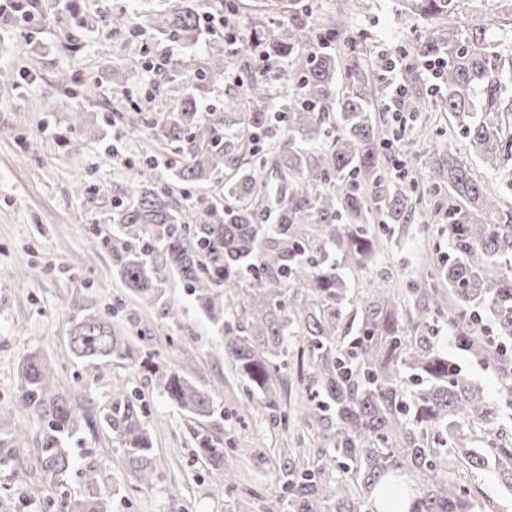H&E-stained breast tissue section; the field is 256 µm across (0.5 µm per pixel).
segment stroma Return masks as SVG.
Segmentation results:
<instances>
[{"label":"stroma","mask_w":512,"mask_h":512,"mask_svg":"<svg viewBox=\"0 0 512 512\" xmlns=\"http://www.w3.org/2000/svg\"><path fill=\"white\" fill-rule=\"evenodd\" d=\"M240 37L253 35V17L263 13L266 27L287 33L295 23L293 0H234ZM39 15L0 30V409L11 411V423L24 450V469L0 466V512H55L62 496L83 490L90 475H97L103 492L112 496V512H224L225 495L219 476L199 453L200 440L209 437L217 447H238L268 452L287 447L288 435L274 429L267 417L249 410L246 389L224 362V344L193 307L184 289L169 295L183 310L179 323L162 319L128 299L112 274V258L94 251L90 240L104 227L116 195L140 165L149 147L151 130L142 125L130 133L120 122L126 105L123 94L105 81L114 57L127 52L126 36L111 29L85 32L78 51L60 40L66 22L58 0H38ZM81 14L97 21L122 9L130 22L146 11L161 9V0H77ZM494 26L503 56L512 59V29L498 25L497 0H458L454 24L466 29L475 18ZM357 54L375 58L406 57L420 60L411 47L432 34L429 23L409 16L403 0H359L348 18ZM171 48L174 58L191 68L202 66L209 52L224 47L223 32H204L191 46H168L160 37L142 35L145 57ZM32 59V76L10 84L20 61ZM70 76L83 96L68 98L58 79ZM374 119L379 127L397 129L398 145L410 167H417L425 152L452 146L462 151L466 140L458 121L442 108L418 115H397L387 108L391 86L386 75L377 77ZM57 109L46 112L44 100ZM79 151H71L73 139ZM83 178L88 190L74 189ZM415 229L393 234L383 259L399 287L416 278L419 257L427 244L446 245L445 223L426 206H417ZM430 225L431 237L417 227ZM92 305L110 314L124 334H148L147 351L159 354L163 365L190 377L204 389H217L222 410L206 423L180 411L158 387L150 373L117 361L97 367L76 359L69 351L71 311L74 305ZM439 345L483 390L501 413L500 426L512 435V394L505 392L492 366L460 351L447 328L438 332ZM56 362L62 389L83 404L91 416L112 403L113 383L125 381L128 394L145 412L154 451L163 472L151 486L140 485L125 459L103 433L84 428L73 445L74 466L60 482H50L36 459L40 423L12 412L17 398V368L29 353ZM458 480L473 492V512H512V494L504 490L494 466L457 470ZM246 478L258 498L242 501L243 512H264L263 502L278 490L276 460H252Z\"/></svg>","instance_id":"1"}]
</instances>
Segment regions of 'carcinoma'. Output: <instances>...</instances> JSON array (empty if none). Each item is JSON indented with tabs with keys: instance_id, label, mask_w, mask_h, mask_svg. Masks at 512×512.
<instances>
[{
	"instance_id": "carcinoma-1",
	"label": "carcinoma",
	"mask_w": 512,
	"mask_h": 512,
	"mask_svg": "<svg viewBox=\"0 0 512 512\" xmlns=\"http://www.w3.org/2000/svg\"><path fill=\"white\" fill-rule=\"evenodd\" d=\"M404 2L437 25L416 54L443 63V109L459 121L469 152L499 169L512 139L498 120L501 56L488 24L445 29L455 0ZM343 24L321 17L308 42L258 35V59L244 63L247 74L227 86L212 112L199 110L198 94L228 79L224 52L192 73L171 62L179 97L157 85L147 103L132 101L125 120L136 130L142 113L157 115L151 145L172 149L175 184H156L148 174L155 156L145 158L112 207L111 228L96 231L91 245L112 255L136 304L173 323L182 312L168 288L179 283L224 338V361L249 402L273 427L297 434L296 446L278 457L280 492L265 512H375L370 500L379 485L382 509L400 507L387 494L396 487L410 501L408 512H472L471 490L448 475V455L466 469L494 462L512 490V441L495 430L498 409L436 338L439 325H448L455 342L494 367L512 393V212L451 148L426 157L425 174L409 175L395 140L372 117V64L335 49L347 42ZM105 25L194 45L202 14L185 0H167L135 26L123 11ZM267 57L286 59L298 72L297 89L285 99L272 96L266 76L250 72ZM429 104V94L417 90L405 111L426 112ZM281 124L284 141L271 136ZM389 163L400 168L394 188L386 185ZM187 184L210 196L184 208L176 192ZM426 197L445 210L448 251H425L419 282L408 288L352 287L350 274L379 265L388 249L389 238L374 225L409 227L413 201ZM71 321L74 357L105 366L132 359V337L93 307L75 306ZM145 368L180 409L201 418L216 413V391L157 364ZM18 391L17 409L42 425L39 463L52 479L70 471L69 439L82 423L113 439L139 482L161 478L149 426L125 395L127 384L112 386V406L95 421L31 353L20 365ZM463 423L480 428L484 447H448ZM201 445L234 490L238 449L217 448L206 437ZM0 461L23 467L22 449L0 439ZM57 512H109V499L91 481Z\"/></svg>"
}]
</instances>
